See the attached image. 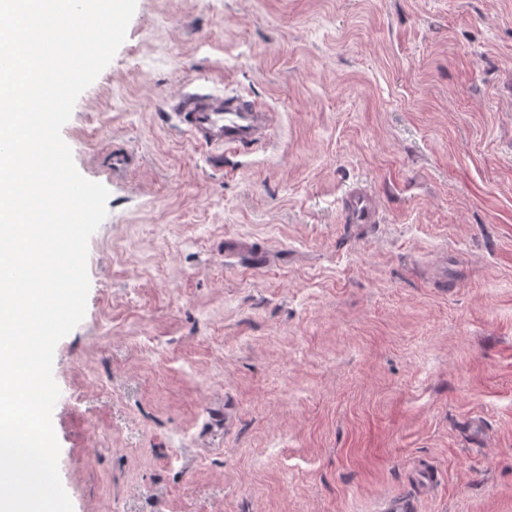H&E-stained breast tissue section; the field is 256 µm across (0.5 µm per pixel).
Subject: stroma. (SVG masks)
I'll use <instances>...</instances> for the list:
<instances>
[{
	"label": "stroma",
	"instance_id": "1",
	"mask_svg": "<svg viewBox=\"0 0 512 512\" xmlns=\"http://www.w3.org/2000/svg\"><path fill=\"white\" fill-rule=\"evenodd\" d=\"M198 84L267 142L212 157L169 117ZM76 107L74 512H512V0H137ZM343 211L351 224H373L376 223L378 201L367 188L355 187L344 198Z\"/></svg>",
	"mask_w": 512,
	"mask_h": 512
}]
</instances>
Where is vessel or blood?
I'll use <instances>...</instances> for the list:
<instances>
[{
	"label": "vessel or blood",
	"instance_id": "obj_1",
	"mask_svg": "<svg viewBox=\"0 0 512 512\" xmlns=\"http://www.w3.org/2000/svg\"><path fill=\"white\" fill-rule=\"evenodd\" d=\"M178 117L195 139L217 151L261 140L270 127L271 115L231 95L195 93L179 99ZM343 211L350 223L372 224L378 201L370 190L359 186L346 195Z\"/></svg>",
	"mask_w": 512,
	"mask_h": 512
}]
</instances>
